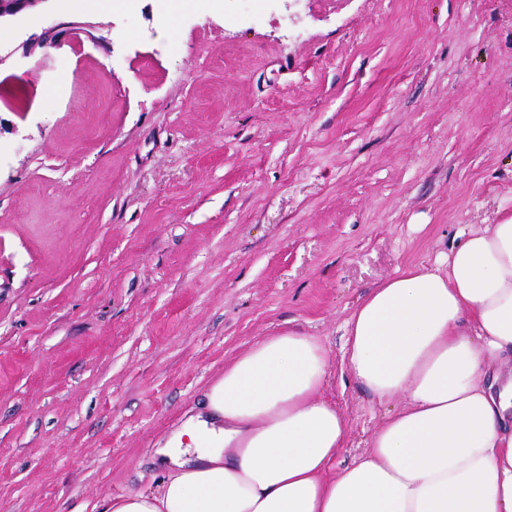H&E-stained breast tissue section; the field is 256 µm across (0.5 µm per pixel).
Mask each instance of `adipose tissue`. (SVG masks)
<instances>
[{
    "instance_id": "obj_1",
    "label": "adipose tissue",
    "mask_w": 512,
    "mask_h": 512,
    "mask_svg": "<svg viewBox=\"0 0 512 512\" xmlns=\"http://www.w3.org/2000/svg\"><path fill=\"white\" fill-rule=\"evenodd\" d=\"M354 378L382 403L405 397L350 466L347 425L321 398L328 352L296 329L224 368L163 445L150 486L101 512H512V219L470 229L446 270L410 265L346 322Z\"/></svg>"
}]
</instances>
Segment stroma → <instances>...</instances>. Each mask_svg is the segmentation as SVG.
Listing matches in <instances>:
<instances>
[{
    "mask_svg": "<svg viewBox=\"0 0 512 512\" xmlns=\"http://www.w3.org/2000/svg\"><path fill=\"white\" fill-rule=\"evenodd\" d=\"M101 23L31 56L52 20ZM0 512H96L226 364L512 219V0H73L0 26Z\"/></svg>",
    "mask_w": 512,
    "mask_h": 512,
    "instance_id": "stroma-1",
    "label": "stroma"
}]
</instances>
